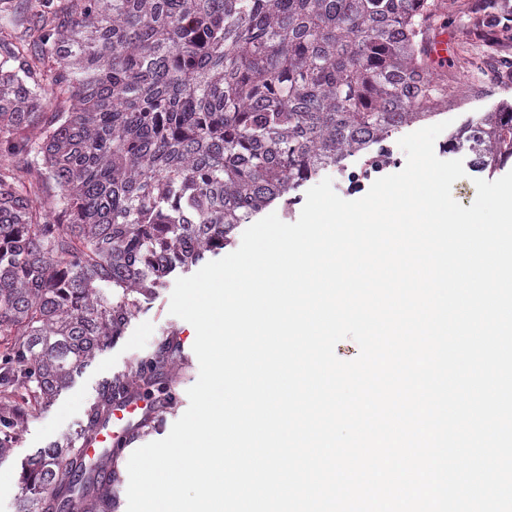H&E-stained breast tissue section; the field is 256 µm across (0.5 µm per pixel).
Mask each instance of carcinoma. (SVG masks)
<instances>
[{"label": "carcinoma", "instance_id": "cac0c4a2", "mask_svg": "<svg viewBox=\"0 0 512 512\" xmlns=\"http://www.w3.org/2000/svg\"><path fill=\"white\" fill-rule=\"evenodd\" d=\"M433 0H0V457L165 279L307 180L448 97ZM512 159V122L458 137ZM173 344L111 379L40 453L18 512H110L79 437L173 401Z\"/></svg>", "mask_w": 512, "mask_h": 512}]
</instances>
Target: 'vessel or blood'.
<instances>
[{"mask_svg": "<svg viewBox=\"0 0 512 512\" xmlns=\"http://www.w3.org/2000/svg\"><path fill=\"white\" fill-rule=\"evenodd\" d=\"M424 48L432 62L443 63L448 59V39L438 30H430L424 40ZM145 406L127 400L113 406L110 415L97 429L84 437L81 450L84 458L93 463H101L112 455L114 447L123 443L128 435L137 429L140 420L146 417Z\"/></svg>", "mask_w": 512, "mask_h": 512, "instance_id": "obj_1", "label": "vessel or blood"}]
</instances>
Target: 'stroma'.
I'll return each instance as SVG.
<instances>
[{"instance_id": "35a3bbf8", "label": "stroma", "mask_w": 512, "mask_h": 512, "mask_svg": "<svg viewBox=\"0 0 512 512\" xmlns=\"http://www.w3.org/2000/svg\"><path fill=\"white\" fill-rule=\"evenodd\" d=\"M439 16L448 36V65L444 73L448 89L456 95L453 105L437 108L431 123L449 122L450 127L436 139L434 151L443 160L462 159L466 175L452 186V196L463 207H470L476 198L473 183L477 176L467 152H453L448 141L453 131L472 119L505 106L512 107V81L491 84L488 91L474 93L465 87V72L470 57L488 45L503 46L502 56L512 60V17L501 16L506 0H441ZM406 155L397 137H390L385 148L371 146L364 154L349 158L345 171L327 170L335 192L343 199L363 197L368 186L383 176L401 171ZM172 285L156 289L130 318L121 335L107 342L71 384L47 406L39 409L23 426L10 451L0 459V512H17L22 496L25 467L38 451L76 435L85 412L106 380L128 374L136 360L153 356L163 342H174L181 356L173 372L172 389L176 397L173 409H152L136 433L114 453L120 465H127L137 448L166 437L172 425L187 410V390L198 379L199 363L193 351L194 327L170 314Z\"/></svg>"}]
</instances>
